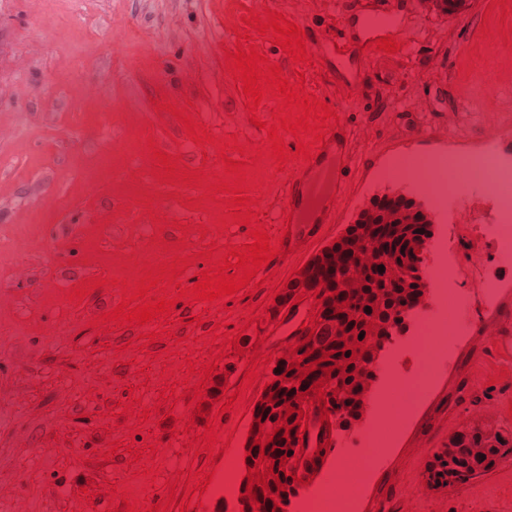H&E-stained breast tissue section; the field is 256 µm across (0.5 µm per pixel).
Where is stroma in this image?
I'll return each instance as SVG.
<instances>
[{
	"label": "stroma",
	"mask_w": 512,
	"mask_h": 512,
	"mask_svg": "<svg viewBox=\"0 0 512 512\" xmlns=\"http://www.w3.org/2000/svg\"><path fill=\"white\" fill-rule=\"evenodd\" d=\"M382 2L396 5L410 27L398 52L380 50L358 65L350 93L314 53L336 19L359 25L364 0H0V413L14 418L0 426V504L8 512H125L156 503L180 512L188 489L220 462L242 461L254 407L292 347L264 336L287 304L266 287L250 284L212 302L170 287L174 310L145 325L110 321L120 287L72 299L82 280L119 276L127 257L171 260L151 243L159 233L186 238L184 258L252 241L244 225L214 229V202L184 208L174 185L152 176L157 149L208 177L236 155L195 145L156 100L197 116L219 141L234 134L238 146L257 150L278 100L249 109L242 80L226 70L229 51L256 48L286 80L303 72L304 93L330 104L371 149L396 141L403 156L438 154L433 140L406 131L419 117L436 131L456 126L458 93L475 78L488 111L483 124L466 127L468 147L480 149L484 124L502 120L512 0H470L442 19L415 0ZM270 12L304 29L307 61L292 62L244 22ZM255 115L261 125L252 124ZM252 164L263 183L248 193L250 210L274 238L281 229L269 212L298 165L278 172L267 158ZM140 190L159 193L152 208L136 203ZM179 221L190 223L188 234L176 229ZM495 325L484 317L463 341L374 472L363 512H486L512 499V471L501 468L441 492L425 478L449 433L473 417L512 426V368L493 350ZM231 331L239 346L223 349L221 336ZM211 359L217 367L203 377ZM250 370L257 378L248 385ZM208 426L215 439L204 438Z\"/></svg>",
	"instance_id": "stroma-1"
}]
</instances>
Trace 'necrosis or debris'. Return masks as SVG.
I'll use <instances>...</instances> for the list:
<instances>
[{
    "label": "necrosis or debris",
    "mask_w": 512,
    "mask_h": 512,
    "mask_svg": "<svg viewBox=\"0 0 512 512\" xmlns=\"http://www.w3.org/2000/svg\"><path fill=\"white\" fill-rule=\"evenodd\" d=\"M391 175L412 178L417 189L440 205L469 193L472 185H484L493 201V221L469 224L465 236L475 256L491 254L512 261V158L497 155L493 148L461 157L448 165L440 157L410 156L391 167ZM455 238L444 235L435 241L426 267L431 277L432 306L425 316H415V333L409 341L388 337L379 366L387 389L396 401L376 397L370 422L358 432L354 443L358 453V475L371 472L394 445L393 437L409 422L437 375L450 366L459 343L470 335L479 314L492 310L505 286L499 275H485L480 281V301H473L463 288L465 270L452 259ZM350 480L347 472L318 485L301 504V512H361L360 493L344 492Z\"/></svg>",
    "instance_id": "4bbe7bcc"
}]
</instances>
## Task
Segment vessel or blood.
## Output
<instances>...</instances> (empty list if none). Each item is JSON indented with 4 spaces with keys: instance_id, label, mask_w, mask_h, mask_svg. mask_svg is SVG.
Masks as SVG:
<instances>
[{
    "instance_id": "b4317fda",
    "label": "vessel or blood",
    "mask_w": 512,
    "mask_h": 512,
    "mask_svg": "<svg viewBox=\"0 0 512 512\" xmlns=\"http://www.w3.org/2000/svg\"><path fill=\"white\" fill-rule=\"evenodd\" d=\"M363 22L354 40L346 41L325 35L318 50L324 60L332 62L339 71H346L351 56L360 51H372L379 37L401 32L395 12L381 11L375 0H368L362 13ZM324 147L304 162L301 171L289 179L278 221L319 225L324 234L334 232L344 223L346 205L357 197L371 178L373 171L359 161L355 149V133L345 121L331 123L323 138ZM319 300L316 295L302 293L290 299L287 309L267 326L273 339L301 335L302 324L313 323ZM332 433L319 417H311L296 452L294 473L312 484L322 482L330 472V456L326 444Z\"/></svg>"
}]
</instances>
